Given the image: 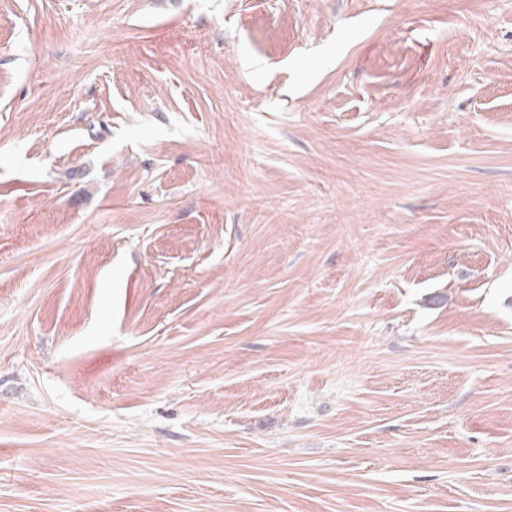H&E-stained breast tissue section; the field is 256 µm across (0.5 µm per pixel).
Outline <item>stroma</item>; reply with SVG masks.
Wrapping results in <instances>:
<instances>
[{"label": "stroma", "mask_w": 512, "mask_h": 512, "mask_svg": "<svg viewBox=\"0 0 512 512\" xmlns=\"http://www.w3.org/2000/svg\"><path fill=\"white\" fill-rule=\"evenodd\" d=\"M0 512H512V0H0Z\"/></svg>", "instance_id": "obj_1"}]
</instances>
